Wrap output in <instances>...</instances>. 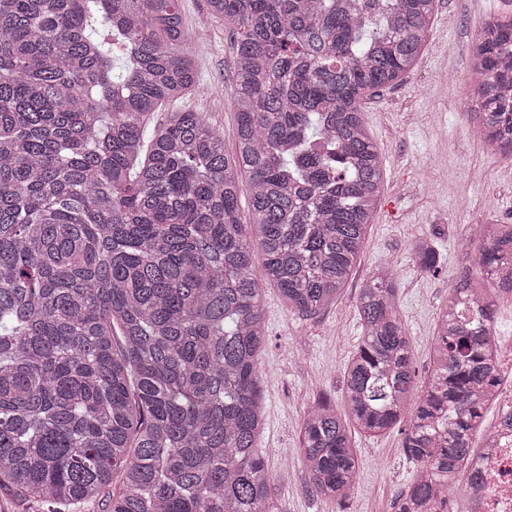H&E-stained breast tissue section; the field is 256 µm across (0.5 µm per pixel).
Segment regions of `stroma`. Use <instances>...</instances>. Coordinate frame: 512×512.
I'll list each match as a JSON object with an SVG mask.
<instances>
[{"instance_id": "35a3bbf8", "label": "stroma", "mask_w": 512, "mask_h": 512, "mask_svg": "<svg viewBox=\"0 0 512 512\" xmlns=\"http://www.w3.org/2000/svg\"><path fill=\"white\" fill-rule=\"evenodd\" d=\"M512 9V0H436L427 41L403 81L363 104L384 162V179L360 259L343 296L319 315L292 313L275 287H266L267 345L262 359L265 429L257 440L274 479L277 512H394L398 493L415 466L400 432L355 435L357 484L343 504L316 494L299 451L303 416L315 402L341 403L342 370L364 334L357 305L365 280L379 266L395 265L398 310L409 336L419 382L430 375L429 354L439 311L458 278H476L474 251L458 243L488 218L512 224V158L488 154L462 105L468 95V61L475 31L486 17ZM198 85L169 112L202 113L236 147V116L229 105L233 37L222 22L203 23L207 0H181ZM434 237L444 263L422 271L412 242Z\"/></svg>"}]
</instances>
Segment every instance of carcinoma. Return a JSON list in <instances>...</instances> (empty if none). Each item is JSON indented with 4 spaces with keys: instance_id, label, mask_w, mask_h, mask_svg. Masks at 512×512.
Wrapping results in <instances>:
<instances>
[{
    "instance_id": "carcinoma-1",
    "label": "carcinoma",
    "mask_w": 512,
    "mask_h": 512,
    "mask_svg": "<svg viewBox=\"0 0 512 512\" xmlns=\"http://www.w3.org/2000/svg\"><path fill=\"white\" fill-rule=\"evenodd\" d=\"M434 6L207 0L234 36L229 155L199 112L147 130L197 85L180 0H0V487L49 512H274L254 254L298 316L340 298L383 185L362 101L411 71ZM469 72L486 145L512 142V14L485 20ZM475 250L480 278L512 269V224L479 228ZM413 251L438 270L433 239ZM395 278L363 283L344 410L312 406L300 450L340 504L351 428L407 417L417 470L396 512H445L497 374V291L448 290L419 388Z\"/></svg>"
}]
</instances>
